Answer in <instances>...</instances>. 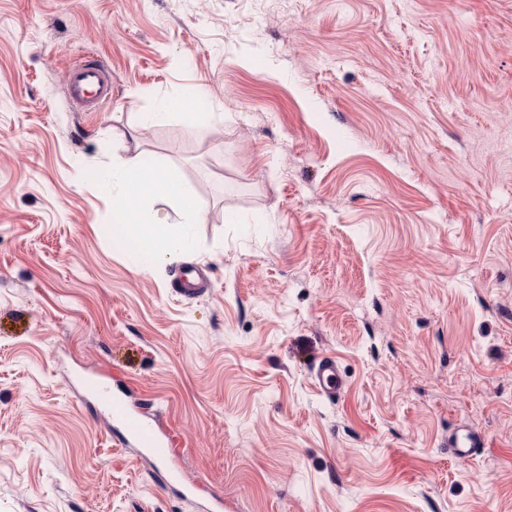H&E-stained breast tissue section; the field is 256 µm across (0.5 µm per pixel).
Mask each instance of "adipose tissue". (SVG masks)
I'll use <instances>...</instances> for the list:
<instances>
[{
    "label": "adipose tissue",
    "mask_w": 512,
    "mask_h": 512,
    "mask_svg": "<svg viewBox=\"0 0 512 512\" xmlns=\"http://www.w3.org/2000/svg\"><path fill=\"white\" fill-rule=\"evenodd\" d=\"M102 187L115 197L110 233L113 241L138 256L144 267L177 261L192 247L188 225L201 223L204 214L181 182L160 168L123 162L112 169ZM164 198L184 221L169 224L153 208L155 198Z\"/></svg>",
    "instance_id": "adipose-tissue-1"
}]
</instances>
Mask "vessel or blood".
I'll return each instance as SVG.
<instances>
[{
    "mask_svg": "<svg viewBox=\"0 0 512 512\" xmlns=\"http://www.w3.org/2000/svg\"><path fill=\"white\" fill-rule=\"evenodd\" d=\"M111 92L108 75L96 60L86 59L74 64L68 85L70 99L79 105L107 99ZM314 381L319 391L328 398L339 395L344 379L335 358H320L313 371ZM98 403L107 410L113 420L120 422L132 441L157 461L170 459L173 450L170 438L163 435L150 418L135 410L120 396L103 391L97 393ZM484 441L472 429L455 433L448 444L449 453L460 460L476 458Z\"/></svg>",
    "mask_w": 512,
    "mask_h": 512,
    "instance_id": "b4317fda",
    "label": "vessel or blood"
}]
</instances>
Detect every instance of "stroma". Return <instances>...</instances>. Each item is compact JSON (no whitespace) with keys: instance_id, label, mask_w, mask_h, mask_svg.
I'll return each instance as SVG.
<instances>
[{"instance_id":"stroma-1","label":"stroma","mask_w":512,"mask_h":512,"mask_svg":"<svg viewBox=\"0 0 512 512\" xmlns=\"http://www.w3.org/2000/svg\"><path fill=\"white\" fill-rule=\"evenodd\" d=\"M83 56L112 75L93 112ZM197 92L218 115L143 123ZM147 155L205 213L150 270L96 181ZM194 484L230 512H512V0H0V512H205ZM110 92L108 75L96 60L86 59L74 64L68 85V95L74 103L85 105L106 100ZM314 381L319 391L330 399L336 398L343 387V375L333 357H321L315 364ZM98 403L107 410L113 420L120 422L138 448H142L156 461L170 459L173 454L172 442L162 434L151 418L135 410L120 396L108 391L96 394ZM480 448H484V440L473 429H461L448 443L449 453L460 460L476 458Z\"/></svg>"}]
</instances>
